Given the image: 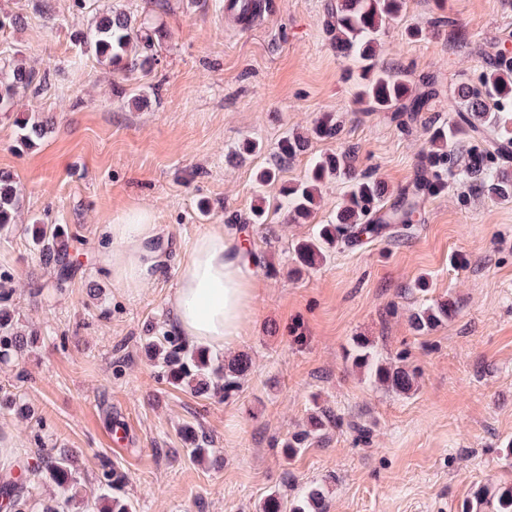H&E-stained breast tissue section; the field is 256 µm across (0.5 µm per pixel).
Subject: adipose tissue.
Masks as SVG:
<instances>
[{
    "instance_id": "1",
    "label": "adipose tissue",
    "mask_w": 512,
    "mask_h": 512,
    "mask_svg": "<svg viewBox=\"0 0 512 512\" xmlns=\"http://www.w3.org/2000/svg\"><path fill=\"white\" fill-rule=\"evenodd\" d=\"M109 230L112 247L104 255L106 269L121 286L138 287L156 262V224L142 210ZM254 287L242 234L222 227L203 233L176 271L171 297L176 332L219 348L230 345L241 332Z\"/></svg>"
}]
</instances>
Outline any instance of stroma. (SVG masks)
Segmentation results:
<instances>
[{
	"label": "stroma",
	"mask_w": 512,
	"mask_h": 512,
	"mask_svg": "<svg viewBox=\"0 0 512 512\" xmlns=\"http://www.w3.org/2000/svg\"><path fill=\"white\" fill-rule=\"evenodd\" d=\"M224 2L168 0L162 12L155 0H86L82 9L74 0H0V15L21 19L0 30V57L47 80L0 117V174L20 190L15 222L0 231V271L11 275L19 328L37 333L19 364L0 365V385L33 413L0 412L11 470L48 448L77 451L91 497L109 459L128 477L135 512H256L268 494L316 484L329 512H460L480 486L512 483V457L502 453L512 442V201L449 184L405 236L336 249L296 276L292 243L335 214L345 187L327 182L314 223L296 224L277 207V185L257 187L254 171L273 163L283 136L309 134L331 112L339 138H312L281 181L353 147L359 168L389 192L407 187L429 147L427 126L448 118L449 91L512 46V0H408L378 60L434 77L438 95L405 128L390 113L360 111L354 64L324 31L328 0H261L252 24L226 15ZM441 6L459 24L456 37L433 24ZM113 7L171 32L157 68L138 81L148 97L138 108L120 92L124 77L74 37ZM412 28L421 36L410 37ZM25 118L49 125L32 147L19 141ZM248 137L263 148L239 158ZM260 203L274 236L248 221ZM142 209L159 226L157 262L139 287L124 288L102 264L106 230ZM232 214L244 217L239 231L262 262L241 335L212 353L248 355L251 369L235 396L203 399L162 380L140 344L173 329L178 267L202 232ZM36 224L60 228L79 260L64 287L38 260ZM422 276L424 291L415 286ZM447 298L454 316L417 334L411 313ZM357 336L387 357L408 351L417 391L395 395L346 361ZM319 405L365 424L368 444L332 429L287 460L274 440L306 427ZM186 424L213 440L201 459L184 449ZM120 425L131 433L116 452L110 437Z\"/></svg>",
	"instance_id": "obj_1"
}]
</instances>
